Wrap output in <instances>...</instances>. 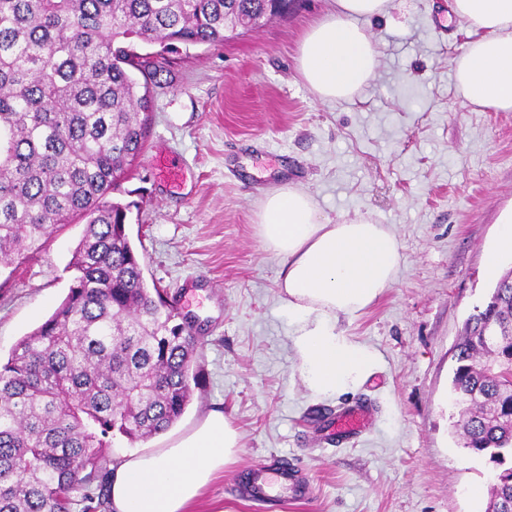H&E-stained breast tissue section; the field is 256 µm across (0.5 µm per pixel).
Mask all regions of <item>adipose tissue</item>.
Segmentation results:
<instances>
[{
  "label": "adipose tissue",
  "instance_id": "1",
  "mask_svg": "<svg viewBox=\"0 0 512 512\" xmlns=\"http://www.w3.org/2000/svg\"><path fill=\"white\" fill-rule=\"evenodd\" d=\"M336 9L307 30L299 72L320 100L352 98L375 74L379 55L365 19L387 15L392 0H335ZM452 12L479 31L455 62L469 103L512 112V0H453ZM262 245L282 260L278 286L294 319L302 379L318 397L349 392L376 370L378 353L338 329L395 282L400 242L389 225L359 217L326 218L304 190L267 192L258 213ZM239 434L222 412L207 413L167 447L127 454L108 477L110 512H190L235 462Z\"/></svg>",
  "mask_w": 512,
  "mask_h": 512
}]
</instances>
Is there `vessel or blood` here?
<instances>
[{"mask_svg":"<svg viewBox=\"0 0 512 512\" xmlns=\"http://www.w3.org/2000/svg\"><path fill=\"white\" fill-rule=\"evenodd\" d=\"M309 492L308 486L299 483L293 467L273 457L252 471L246 495L252 503L267 506L303 498Z\"/></svg>","mask_w":512,"mask_h":512,"instance_id":"1","label":"vessel or blood"}]
</instances>
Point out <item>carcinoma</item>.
Here are the masks:
<instances>
[{
    "label": "carcinoma",
    "mask_w": 512,
    "mask_h": 512,
    "mask_svg": "<svg viewBox=\"0 0 512 512\" xmlns=\"http://www.w3.org/2000/svg\"><path fill=\"white\" fill-rule=\"evenodd\" d=\"M279 16L275 0H0V261L86 221L69 292L0 362V512H99L106 451L169 430L198 381V338L144 277L108 199L144 144L149 101L124 45L214 44ZM451 395L463 446L499 470L512 512V272L468 318Z\"/></svg>",
    "instance_id": "cac0c4a2"
}]
</instances>
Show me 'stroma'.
<instances>
[{"mask_svg":"<svg viewBox=\"0 0 512 512\" xmlns=\"http://www.w3.org/2000/svg\"><path fill=\"white\" fill-rule=\"evenodd\" d=\"M451 0H393L365 21L379 54L352 99L319 100L297 57L335 0H294L288 15L216 44L134 42L150 80L144 147L110 193L132 203L129 231L147 282L175 297L199 338L201 375L170 435L216 410L240 434L237 459L194 512H266L239 496L252 465L277 455L311 496L275 512H479L468 494L494 468L463 448L449 384L466 319L501 275L500 220L512 212V112L468 104L454 61L472 39ZM294 184L331 221L391 225L401 262L392 288L351 321L381 368L334 397L305 388L278 288L282 261L262 246L265 190ZM82 224L54 230L41 253L0 265V359L59 306ZM364 406L367 427L328 428Z\"/></svg>","mask_w":512,"mask_h":512,"instance_id":"stroma-1","label":"stroma"}]
</instances>
